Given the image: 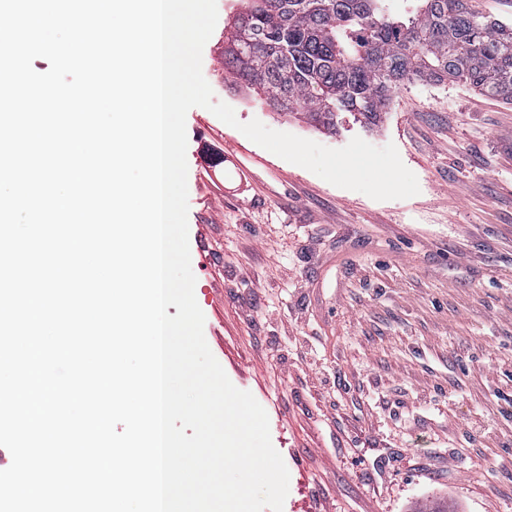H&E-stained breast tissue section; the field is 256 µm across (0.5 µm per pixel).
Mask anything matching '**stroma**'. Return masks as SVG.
Masks as SVG:
<instances>
[{
	"instance_id": "1",
	"label": "stroma",
	"mask_w": 512,
	"mask_h": 512,
	"mask_svg": "<svg viewBox=\"0 0 512 512\" xmlns=\"http://www.w3.org/2000/svg\"><path fill=\"white\" fill-rule=\"evenodd\" d=\"M241 7L217 0L203 49L215 100L330 148L395 144L420 187L376 201L187 114L195 297L268 414L283 512H512V105L416 81L378 126L326 133L225 82Z\"/></svg>"
}]
</instances>
